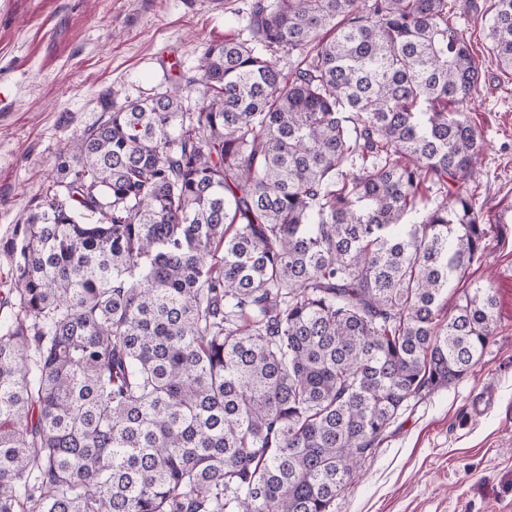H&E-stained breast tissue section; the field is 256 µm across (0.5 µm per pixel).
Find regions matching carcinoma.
<instances>
[{
  "label": "carcinoma",
  "instance_id": "obj_1",
  "mask_svg": "<svg viewBox=\"0 0 512 512\" xmlns=\"http://www.w3.org/2000/svg\"><path fill=\"white\" fill-rule=\"evenodd\" d=\"M468 6L250 0L197 74L102 96L3 244L0 512H330L473 370L491 289L443 304L489 236ZM489 31L512 71V0Z\"/></svg>",
  "mask_w": 512,
  "mask_h": 512
}]
</instances>
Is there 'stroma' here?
<instances>
[{"mask_svg": "<svg viewBox=\"0 0 512 512\" xmlns=\"http://www.w3.org/2000/svg\"><path fill=\"white\" fill-rule=\"evenodd\" d=\"M493 3L460 19L482 72L467 110L485 139L474 189L490 229L461 285L492 288L496 334L470 375L411 400L331 512H512V74L491 50ZM247 23V0H0V240L101 119L102 90L120 104L164 91ZM481 387L495 404L477 416Z\"/></svg>", "mask_w": 512, "mask_h": 512, "instance_id": "stroma-1", "label": "stroma"}]
</instances>
